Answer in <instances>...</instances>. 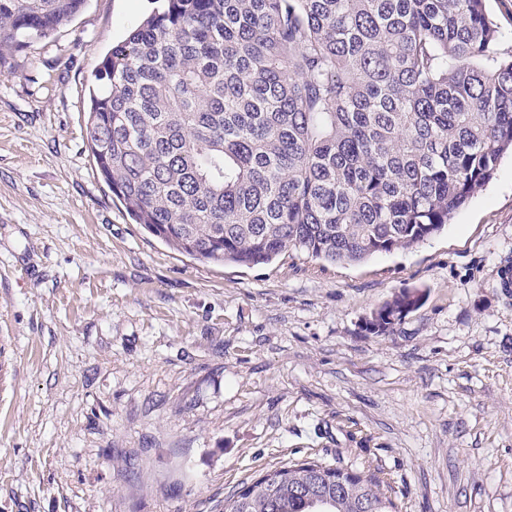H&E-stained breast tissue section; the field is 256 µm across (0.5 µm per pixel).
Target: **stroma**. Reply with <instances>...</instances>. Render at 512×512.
<instances>
[{"mask_svg": "<svg viewBox=\"0 0 512 512\" xmlns=\"http://www.w3.org/2000/svg\"><path fill=\"white\" fill-rule=\"evenodd\" d=\"M155 0H87L0 64V512H224L306 457L400 512H512V158L437 235L356 264H213L133 223L86 141ZM420 306L386 336L370 314ZM420 300L417 292L403 290L365 320V330L377 336L390 333L403 317L419 305Z\"/></svg>", "mask_w": 512, "mask_h": 512, "instance_id": "stroma-1", "label": "stroma"}]
</instances>
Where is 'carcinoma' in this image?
Returning a JSON list of instances; mask_svg holds the SVG:
<instances>
[{
  "label": "carcinoma",
  "mask_w": 512,
  "mask_h": 512,
  "mask_svg": "<svg viewBox=\"0 0 512 512\" xmlns=\"http://www.w3.org/2000/svg\"><path fill=\"white\" fill-rule=\"evenodd\" d=\"M94 74L86 139L132 219L181 253L329 264L445 227L512 152V58L484 0H161ZM85 0H0V61ZM421 296L365 320L385 335ZM294 460L224 512H398L382 481L342 494Z\"/></svg>",
  "instance_id": "obj_1"
}]
</instances>
